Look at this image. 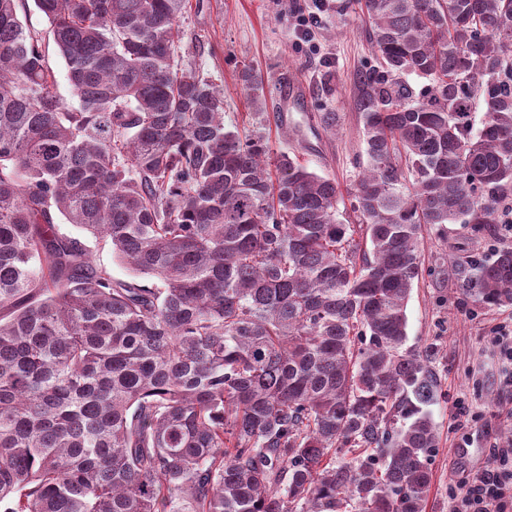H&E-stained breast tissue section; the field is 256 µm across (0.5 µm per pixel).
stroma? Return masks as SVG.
I'll use <instances>...</instances> for the list:
<instances>
[{
	"label": "stroma",
	"instance_id": "obj_1",
	"mask_svg": "<svg viewBox=\"0 0 512 512\" xmlns=\"http://www.w3.org/2000/svg\"><path fill=\"white\" fill-rule=\"evenodd\" d=\"M181 52L224 91V125L263 135L272 155L288 153L336 181L343 221L355 222L356 179L366 162L355 94L357 74L377 59L368 17L351 0H189L179 19ZM258 76L252 105L242 73ZM336 115L326 126L323 113ZM493 224L425 226L424 271L407 305L410 344L432 347L440 397L430 410L439 449L426 512H450L449 491L485 466L495 442L512 438V393L500 389L490 342L512 306L484 307L463 291L461 267L493 256Z\"/></svg>",
	"mask_w": 512,
	"mask_h": 512
}]
</instances>
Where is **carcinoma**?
Instances as JSON below:
<instances>
[{
    "mask_svg": "<svg viewBox=\"0 0 512 512\" xmlns=\"http://www.w3.org/2000/svg\"><path fill=\"white\" fill-rule=\"evenodd\" d=\"M22 2L0 0V507L426 512L438 386L407 303L422 225L512 203V0H364L355 224L335 181L225 128L176 61L188 0H34L74 104ZM463 287L512 306V248ZM46 54L49 57V61L57 73L58 80V93L59 95L69 103H76L75 99L71 96L70 85L67 79V71L62 58L58 55L55 46L50 41L48 43L46 39L45 43Z\"/></svg>",
    "mask_w": 512,
    "mask_h": 512,
    "instance_id": "obj_1",
    "label": "carcinoma"
}]
</instances>
